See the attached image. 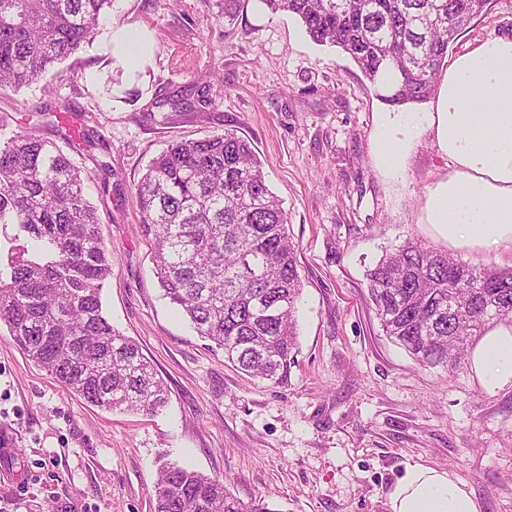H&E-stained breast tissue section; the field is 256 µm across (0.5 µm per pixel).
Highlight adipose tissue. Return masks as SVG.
<instances>
[{"label":"adipose tissue","instance_id":"1","mask_svg":"<svg viewBox=\"0 0 512 512\" xmlns=\"http://www.w3.org/2000/svg\"><path fill=\"white\" fill-rule=\"evenodd\" d=\"M448 161L429 186L424 221L449 248L483 253L512 244V33H500L457 55L443 71L426 111L389 108L375 119L383 173L402 176L422 135ZM470 363L494 392L512 385V326L488 329ZM391 512H480L450 471L407 465L389 494Z\"/></svg>","mask_w":512,"mask_h":512}]
</instances>
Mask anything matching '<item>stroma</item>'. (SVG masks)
Masks as SVG:
<instances>
[{
    "label": "stroma",
    "mask_w": 512,
    "mask_h": 512,
    "mask_svg": "<svg viewBox=\"0 0 512 512\" xmlns=\"http://www.w3.org/2000/svg\"><path fill=\"white\" fill-rule=\"evenodd\" d=\"M512 30V0H490L449 55ZM146 52L128 64L109 44ZM220 74L215 105L172 118L149 104ZM383 105L337 48L295 18L247 0H113L87 44L17 90H0V142L36 128L89 179L112 256L103 307L135 339L169 394L154 415L111 412L64 390L0 330V512H154L162 462L223 481L276 512H389L406 464L455 474L480 512H512V388L487 392L461 362L419 365L383 333L366 273L406 239L448 244L423 224L428 187L447 173L423 137L404 179L372 141ZM235 129L252 139L288 214L302 294L287 386L244 374L164 298L132 191L168 144Z\"/></svg>",
    "instance_id": "1"
}]
</instances>
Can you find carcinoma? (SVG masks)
Masks as SVG:
<instances>
[{
  "label": "carcinoma",
  "mask_w": 512,
  "mask_h": 512,
  "mask_svg": "<svg viewBox=\"0 0 512 512\" xmlns=\"http://www.w3.org/2000/svg\"><path fill=\"white\" fill-rule=\"evenodd\" d=\"M297 18L310 39L340 49L391 106L425 100L455 34L489 0H260ZM112 0H0V88L19 89L87 42ZM192 80L148 111L215 105ZM88 174L23 127L0 147V326L70 393L102 409L152 415L163 382L141 347L115 330L102 290L112 272L84 194ZM140 229L163 296L198 336L248 374L288 385L302 293L288 214L250 141L233 129L168 145L135 185ZM382 331L424 366L454 368L486 324L512 322V271L475 268L408 239L368 270ZM155 512H277L244 502L224 483L174 463L159 468Z\"/></svg>",
  "instance_id": "obj_1"
}]
</instances>
